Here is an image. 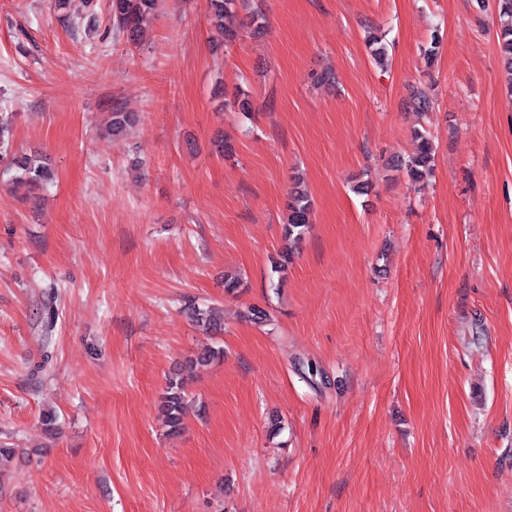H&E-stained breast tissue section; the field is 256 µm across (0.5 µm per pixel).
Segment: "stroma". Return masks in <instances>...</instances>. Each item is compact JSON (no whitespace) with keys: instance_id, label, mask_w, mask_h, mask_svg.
<instances>
[{"instance_id":"35a3bbf8","label":"stroma","mask_w":512,"mask_h":512,"mask_svg":"<svg viewBox=\"0 0 512 512\" xmlns=\"http://www.w3.org/2000/svg\"><path fill=\"white\" fill-rule=\"evenodd\" d=\"M256 2L264 33L218 49L207 0H160L136 45L111 30L109 0L91 32L50 0H0L10 150L56 175L27 197L0 172V442L16 450L0 512H512L496 0ZM327 67L335 86H315ZM242 80L248 117L214 95ZM419 84L422 117L406 106ZM115 98L139 116L119 143ZM419 127L436 154L417 190L393 163ZM221 134L234 158L213 153ZM298 172L312 224L276 291ZM228 272L240 293L225 294ZM188 298L223 307V333L196 329ZM249 305L270 324L240 319ZM207 345L224 356L185 371V428L166 433V377Z\"/></svg>"}]
</instances>
